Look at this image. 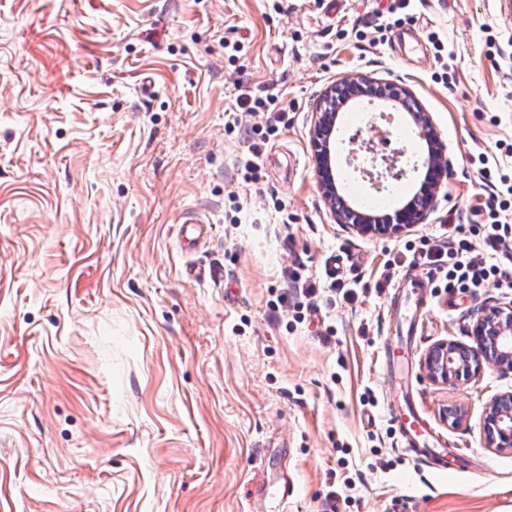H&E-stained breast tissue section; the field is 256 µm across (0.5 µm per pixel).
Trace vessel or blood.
<instances>
[{
  "instance_id": "b4317fda",
  "label": "vessel or blood",
  "mask_w": 512,
  "mask_h": 512,
  "mask_svg": "<svg viewBox=\"0 0 512 512\" xmlns=\"http://www.w3.org/2000/svg\"><path fill=\"white\" fill-rule=\"evenodd\" d=\"M397 298L406 342L386 349V373L402 394L391 418L400 433L404 450L429 467L444 471L448 468L452 451L443 436L418 412L415 395L408 382L409 343L418 332L422 310L431 305L432 299L426 282L419 275L409 280L407 290L398 292Z\"/></svg>"
}]
</instances>
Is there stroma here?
I'll return each instance as SVG.
<instances>
[{
	"label": "stroma",
	"mask_w": 512,
	"mask_h": 512,
	"mask_svg": "<svg viewBox=\"0 0 512 512\" xmlns=\"http://www.w3.org/2000/svg\"><path fill=\"white\" fill-rule=\"evenodd\" d=\"M392 3L0 0V512H249L283 433L290 512H512V450L482 431L512 375L436 384L421 365L512 288L447 289L420 257L447 221L469 236L489 194L473 155L512 176V19L497 0H411L376 40ZM356 74L409 88L447 146L435 208L397 236L334 223L316 180L315 104ZM249 91L286 109L257 184L240 177L262 123L237 103ZM373 107L356 140L425 153L394 102ZM191 217L212 227L198 251L177 239ZM406 273L433 301L411 384L462 450L455 471L411 458L390 419L382 350Z\"/></svg>",
	"instance_id": "obj_1"
}]
</instances>
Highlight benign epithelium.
I'll return each mask as SVG.
<instances>
[{
	"mask_svg": "<svg viewBox=\"0 0 512 512\" xmlns=\"http://www.w3.org/2000/svg\"><path fill=\"white\" fill-rule=\"evenodd\" d=\"M361 97L388 98L407 106L413 121L422 129L428 142L427 155L423 161L426 173L424 204L413 205L394 218L361 214L355 220L350 217L354 209L336 194V179L330 165L333 145L326 137L332 136L336 129L338 110L350 100ZM311 135L314 169L330 216L335 223L358 234H397L423 223L448 179L445 145L429 113L422 111L411 92L400 85H381L366 76L358 75L326 89L313 113ZM470 336V343L440 342L426 352L423 368L432 382H467L487 368L503 375L512 373V301L484 308L473 320ZM483 430L486 447L512 449L511 392L494 396L486 405Z\"/></svg>",
	"mask_w": 512,
	"mask_h": 512,
	"instance_id": "benign-epithelium-1",
	"label": "benign epithelium"
}]
</instances>
